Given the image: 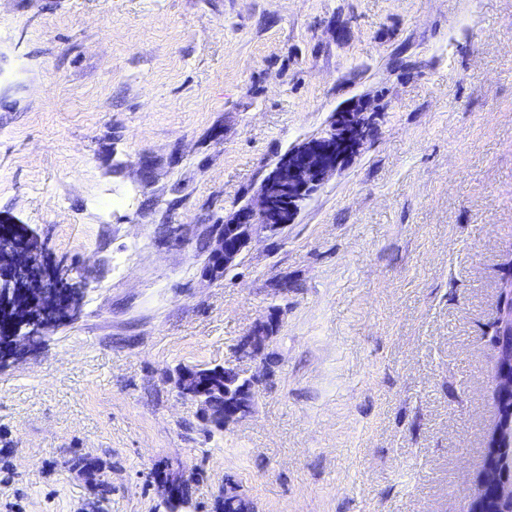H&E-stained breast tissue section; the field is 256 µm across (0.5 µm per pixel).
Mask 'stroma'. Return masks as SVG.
Returning a JSON list of instances; mask_svg holds the SVG:
<instances>
[{
	"label": "stroma",
	"instance_id": "35a3bbf8",
	"mask_svg": "<svg viewBox=\"0 0 512 512\" xmlns=\"http://www.w3.org/2000/svg\"><path fill=\"white\" fill-rule=\"evenodd\" d=\"M359 100L373 138L209 279L217 224ZM0 218L84 282L0 365V512H163L161 461L196 512L228 476L255 512H467L499 418L512 0H0ZM217 364L267 377L209 432L174 372Z\"/></svg>",
	"mask_w": 512,
	"mask_h": 512
}]
</instances>
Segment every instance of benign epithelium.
Wrapping results in <instances>:
<instances>
[{
	"label": "benign epithelium",
	"mask_w": 512,
	"mask_h": 512,
	"mask_svg": "<svg viewBox=\"0 0 512 512\" xmlns=\"http://www.w3.org/2000/svg\"><path fill=\"white\" fill-rule=\"evenodd\" d=\"M370 118L360 105L347 106L336 112L329 130L316 135L301 146L285 153L261 183L256 200L238 209L221 225L208 257L207 274L212 266L227 269L243 253L251 241L253 231L277 233L287 227L278 214L294 218L301 205L317 191L340 166L359 153L370 135ZM9 234L0 232V267L20 264L27 267L28 275L15 284L0 287V317L25 327V331L0 347V360H16L22 355L20 344L33 345L45 335L46 329L75 316L73 302L79 295L82 280L72 278L65 285L56 283V270L47 261L33 259L19 248L5 247L2 239ZM502 294L508 304L500 307L496 325L512 331V278L504 279ZM264 336H249L240 345L243 357L255 361L261 355L257 346L265 342ZM240 372L224 369V424L235 423L244 417L243 407L232 399L231 387ZM495 395L504 400L512 398V368L495 369ZM179 477L183 468L167 462L156 475L162 499H168L172 489L165 471Z\"/></svg>",
	"instance_id": "benign-epithelium-1"
}]
</instances>
